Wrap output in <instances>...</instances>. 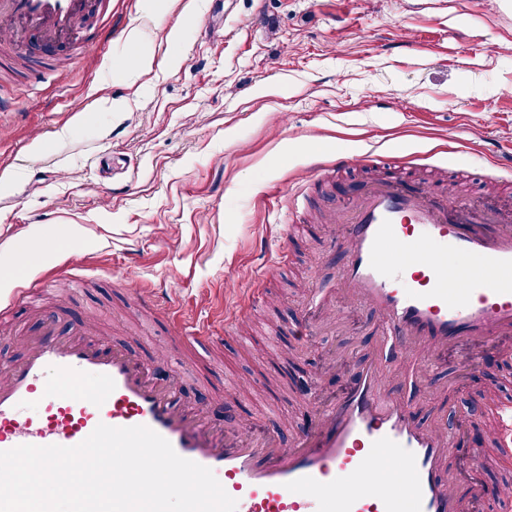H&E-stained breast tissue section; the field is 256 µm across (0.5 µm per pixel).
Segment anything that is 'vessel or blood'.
Returning a JSON list of instances; mask_svg holds the SVG:
<instances>
[{
	"label": "vessel or blood",
	"instance_id": "obj_1",
	"mask_svg": "<svg viewBox=\"0 0 512 512\" xmlns=\"http://www.w3.org/2000/svg\"><path fill=\"white\" fill-rule=\"evenodd\" d=\"M91 0H0V27L13 44L39 36L42 47L78 39L75 21ZM341 292L370 308L380 325V359L433 358L469 338L497 346L512 336V227L481 230L468 205L445 206L432 186L409 188L391 177L364 186L337 214ZM224 315L246 331L251 303ZM176 335L209 346L179 310ZM167 360L134 357L107 337L65 331L54 319L32 333L21 362L0 366V451L32 444L75 446L98 424L145 426L175 452L213 471L236 499V512H464L443 470L453 446L447 430L418 425L404 399L383 393L374 362L361 364L345 392L302 396L308 417L294 443L257 444L248 432L225 435L209 411L180 408ZM486 453L512 468V394L483 400ZM470 494L491 512H512V479Z\"/></svg>",
	"mask_w": 512,
	"mask_h": 512
}]
</instances>
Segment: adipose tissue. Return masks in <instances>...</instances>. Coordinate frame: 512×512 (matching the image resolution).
<instances>
[{
    "mask_svg": "<svg viewBox=\"0 0 512 512\" xmlns=\"http://www.w3.org/2000/svg\"><path fill=\"white\" fill-rule=\"evenodd\" d=\"M60 250H71L84 242V230L77 224H65L55 228L50 237L32 231L9 249L0 251V286L6 287L21 280L29 270L32 260L40 255L43 241Z\"/></svg>",
    "mask_w": 512,
    "mask_h": 512,
    "instance_id": "obj_1",
    "label": "adipose tissue"
}]
</instances>
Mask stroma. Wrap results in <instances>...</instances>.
<instances>
[{
  "label": "stroma",
  "mask_w": 512,
  "mask_h": 512,
  "mask_svg": "<svg viewBox=\"0 0 512 512\" xmlns=\"http://www.w3.org/2000/svg\"><path fill=\"white\" fill-rule=\"evenodd\" d=\"M83 40L42 54L9 50L0 66V246L31 227L82 225L89 245L46 249L27 280L57 278L50 311L70 325L98 320L111 342L142 356L168 351L181 406L249 387L225 433L248 426L281 446L300 426V379L339 395L375 357L378 320L350 305L338 281L342 234L327 223L347 189L375 180L362 157L419 156L411 182L470 201L503 225L512 212V16L502 0H98ZM354 164L323 179L314 165ZM304 193L307 233L267 280L277 303L255 307L254 337L215 328L197 352L164 316L204 323L252 286L278 247L288 201ZM324 289L340 312L307 314ZM306 319L305 338L292 335ZM0 337V365L24 354L40 317L16 303ZM386 394L416 422L465 433L480 393L504 374L502 355L472 340L437 367L380 363ZM456 491L493 488L504 473L479 451L444 462Z\"/></svg>",
  "instance_id": "obj_1"
}]
</instances>
